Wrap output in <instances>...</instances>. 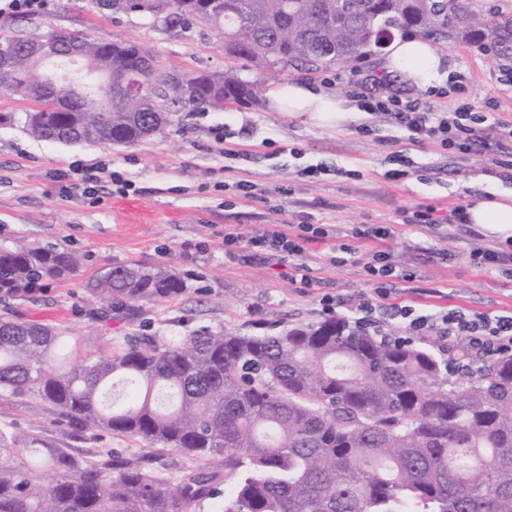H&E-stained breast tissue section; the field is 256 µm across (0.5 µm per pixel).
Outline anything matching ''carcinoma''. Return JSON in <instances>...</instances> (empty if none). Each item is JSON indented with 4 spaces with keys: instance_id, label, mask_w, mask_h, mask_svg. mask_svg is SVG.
I'll list each match as a JSON object with an SVG mask.
<instances>
[{
    "instance_id": "carcinoma-1",
    "label": "carcinoma",
    "mask_w": 512,
    "mask_h": 512,
    "mask_svg": "<svg viewBox=\"0 0 512 512\" xmlns=\"http://www.w3.org/2000/svg\"><path fill=\"white\" fill-rule=\"evenodd\" d=\"M114 13L159 17L167 28L205 27L237 58L282 71L346 63L411 30L438 41L480 44L512 60V12L488 17L458 2L457 26L435 0H357L352 17L336 0H92ZM296 33L286 42L281 30ZM16 59L0 85L37 104L23 113L37 138L86 142L81 117H99L100 137L126 144L161 133L176 112L221 111L229 99L259 100L235 72L175 75L143 44L81 35L82 71L92 81L69 92L44 79L28 37L0 36ZM138 75L133 97L119 84ZM80 258L55 247L0 248V289L76 273ZM186 290L175 273L139 263L115 266L91 291L105 311ZM66 337L35 321L0 315V393L32 391L87 426L188 457H222L176 477L151 459L117 451L99 464L62 448H35L0 431V512H191L221 499L218 512H512V356L466 380L442 372L432 343L371 334L335 318L264 335L200 328L166 341L124 336L108 354L51 360ZM236 477L222 497L223 478Z\"/></svg>"
}]
</instances>
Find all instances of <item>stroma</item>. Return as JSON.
<instances>
[{
  "mask_svg": "<svg viewBox=\"0 0 512 512\" xmlns=\"http://www.w3.org/2000/svg\"><path fill=\"white\" fill-rule=\"evenodd\" d=\"M56 28L147 44L166 70L231 68L263 93L304 81L342 97L351 71L378 72L383 55L371 49L350 68L260 69L225 56L216 38L200 28L170 30L89 0H49L43 13L0 16L2 34L36 37ZM441 52L450 75L466 82L472 110L486 117L483 152L459 154L412 142L382 114L363 112L355 122L319 126L274 110L265 97L221 112L178 113L162 134L136 145L52 143L19 123L0 126V247H56L82 260L76 275L0 293V312L52 326L88 352L129 333L169 337L208 327L262 335L310 325L327 318L322 297L352 303L374 293L363 269L365 253L336 266L326 262L334 247L350 242L357 224L396 225L390 248L415 273L411 299L418 313L456 306L512 312V270L487 273L463 258L471 247L499 246V238L471 224L448 223L453 209L481 191L492 159L512 164V136L498 126L512 120V62L470 44L451 43ZM361 123L372 126V135L357 134ZM218 128L228 134L221 143L214 138ZM75 166L95 178L94 198L63 191L58 175ZM114 171L134 181L135 194L114 193ZM241 181L253 185L254 197H243ZM418 205L432 210L435 229L422 233L404 225L405 213ZM304 219L331 227L325 241L308 246L313 287L296 288L271 266L225 261V225L249 235ZM426 246L447 252V259L426 257ZM132 261L171 270L184 280L185 292L126 304L101 321L88 282ZM0 429L88 461L115 448L135 456L147 452L144 444L82 427L34 393L0 395Z\"/></svg>",
  "mask_w": 512,
  "mask_h": 512,
  "instance_id": "stroma-1",
  "label": "stroma"
}]
</instances>
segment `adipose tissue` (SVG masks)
Returning <instances> with one entry per match:
<instances>
[{
	"label": "adipose tissue",
	"mask_w": 512,
	"mask_h": 512,
	"mask_svg": "<svg viewBox=\"0 0 512 512\" xmlns=\"http://www.w3.org/2000/svg\"><path fill=\"white\" fill-rule=\"evenodd\" d=\"M385 71H407L423 87L443 82L447 76L443 54L425 39L407 36L394 40L384 59ZM268 97L279 111L292 116H304L324 126H337L350 117L345 102L315 91L309 85L294 81L269 90ZM464 221L502 238L512 237V195L486 188L484 193L471 196L465 206Z\"/></svg>",
	"instance_id": "adipose-tissue-1"
}]
</instances>
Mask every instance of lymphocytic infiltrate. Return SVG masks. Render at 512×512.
I'll return each instance as SVG.
<instances>
[{
    "label": "lymphocytic infiltrate",
    "mask_w": 512,
    "mask_h": 512,
    "mask_svg": "<svg viewBox=\"0 0 512 512\" xmlns=\"http://www.w3.org/2000/svg\"><path fill=\"white\" fill-rule=\"evenodd\" d=\"M347 85L361 111L386 115L392 125L407 131L414 142H437L465 154L484 144L482 125L486 117L470 111L467 105L448 113L438 112L430 103L417 98L404 99L385 89L373 93L363 79L355 75L348 78ZM396 233L392 224H360L354 228L352 243L341 244L339 251L352 256L359 246L367 247L365 271L374 294L350 307L341 299H324L325 311L331 313L338 308H348L356 326L378 334L382 331L384 312L393 310L409 335L437 337L443 350L449 353L451 363L458 368L469 369L474 361L512 353V313L468 314L460 309H449L429 315L417 314L397 289L399 283L412 281L414 274L397 264L392 256L388 243ZM328 234L323 224H282L249 236L228 227L224 230V257L231 262L277 266L289 282L308 288L314 278L304 256L310 243L322 241Z\"/></svg>",
    "instance_id": "f902f5d3"
}]
</instances>
